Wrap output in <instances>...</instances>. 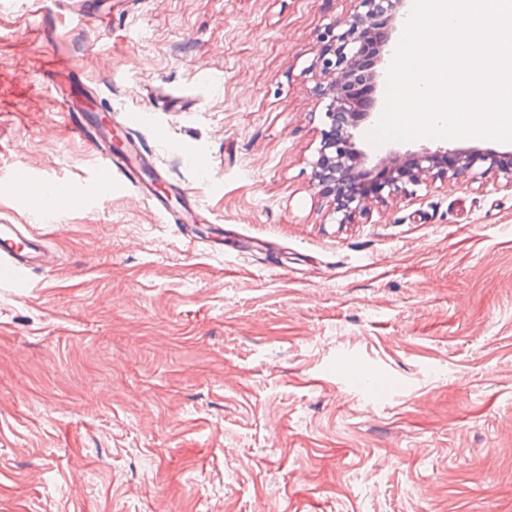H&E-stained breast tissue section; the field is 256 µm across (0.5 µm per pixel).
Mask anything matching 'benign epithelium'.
Segmentation results:
<instances>
[{
  "label": "benign epithelium",
  "instance_id": "1",
  "mask_svg": "<svg viewBox=\"0 0 512 512\" xmlns=\"http://www.w3.org/2000/svg\"><path fill=\"white\" fill-rule=\"evenodd\" d=\"M357 11L349 20L337 25L347 26L340 34L331 35L320 59V74L327 86L319 87L329 98L326 117L331 129L323 133L316 176L330 187H339L346 196L345 204L333 208L334 220L347 222L355 212L366 210L369 194L364 187V176L349 164L350 159L364 154L354 148V131L376 110L379 74L375 70L381 53L389 46L396 9L401 0H355ZM479 162L489 163V169L498 168L512 188V167L499 163V156L476 148L436 149L421 147L392 157L389 165L375 166L373 170L387 174L379 188L389 194H409L406 185L420 184V174L433 173L436 177L472 180L483 178L488 169L475 171Z\"/></svg>",
  "mask_w": 512,
  "mask_h": 512
}]
</instances>
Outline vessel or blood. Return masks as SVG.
<instances>
[{"label":"vessel or blood","instance_id":"1","mask_svg":"<svg viewBox=\"0 0 512 512\" xmlns=\"http://www.w3.org/2000/svg\"><path fill=\"white\" fill-rule=\"evenodd\" d=\"M61 66L64 79H57L48 73L40 75L37 82L50 91L53 103L62 115L64 129L87 142L98 167L94 177L72 189L74 205L83 208L100 202L105 195L111 193L113 182L118 181L137 188L162 217L177 224L200 222L197 205H189L182 212L176 213L167 208L162 196L157 193L155 184L159 174L151 156L132 137L133 131L145 119L144 111L133 109L121 114L120 123L127 137L122 147H114L111 120L106 117L94 119L92 108L78 100L74 83L80 78V65L77 61L65 58ZM0 184L18 194L29 189L37 191L43 201L44 217H54L56 196L60 191L54 180L14 171L0 178ZM52 261L53 257L44 245L43 236L32 225L0 224V271L5 273L7 285L13 288L27 287L30 270L38 265H50ZM341 380L347 388L368 392L381 399L400 387L396 381L382 388L370 386L363 373L350 369L344 371Z\"/></svg>","mask_w":512,"mask_h":512}]
</instances>
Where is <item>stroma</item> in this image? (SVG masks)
Listing matches in <instances>:
<instances>
[{"instance_id": "obj_1", "label": "stroma", "mask_w": 512, "mask_h": 512, "mask_svg": "<svg viewBox=\"0 0 512 512\" xmlns=\"http://www.w3.org/2000/svg\"><path fill=\"white\" fill-rule=\"evenodd\" d=\"M353 0H112L97 22L0 0V173L94 171L38 73L80 62L97 101L191 190L189 240L133 186L99 203L0 193L55 256L0 287V512H512V189L423 175L351 223L315 180L316 61ZM52 32L50 46L39 28ZM183 106L170 108L172 96ZM356 146L367 167L420 147ZM202 157L183 159L182 142ZM404 388L344 387L341 361Z\"/></svg>"}]
</instances>
